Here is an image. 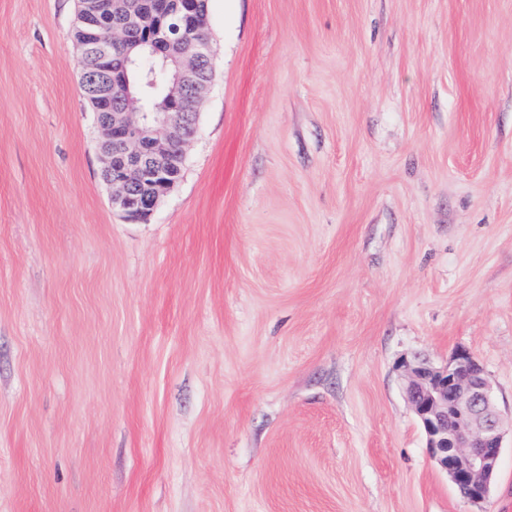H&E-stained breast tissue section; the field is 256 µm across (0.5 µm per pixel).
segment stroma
<instances>
[{"instance_id": "1", "label": "stroma", "mask_w": 512, "mask_h": 512, "mask_svg": "<svg viewBox=\"0 0 512 512\" xmlns=\"http://www.w3.org/2000/svg\"><path fill=\"white\" fill-rule=\"evenodd\" d=\"M76 10L0 0V512H471L399 363L466 350L512 417V0H208L144 223Z\"/></svg>"}]
</instances>
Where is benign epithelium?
Wrapping results in <instances>:
<instances>
[{
    "label": "benign epithelium",
    "instance_id": "obj_1",
    "mask_svg": "<svg viewBox=\"0 0 512 512\" xmlns=\"http://www.w3.org/2000/svg\"><path fill=\"white\" fill-rule=\"evenodd\" d=\"M84 19L112 18L98 25L93 39L103 62L116 51L112 71L97 81L94 103L101 106L116 96L122 103L97 115L104 181L112 190V205L132 221L148 219L176 185L187 148L195 135L199 108L214 80L211 37H196L206 25L203 0H84ZM165 18L177 16L189 36L178 50L168 48L167 26L160 25L145 45L172 66L167 86L168 106L148 115L135 106L126 76L133 62L128 23L144 9ZM406 397L437 466L467 502L480 505L489 497L496 478L506 432L512 418L499 411L493 388L479 361L458 351L445 365L426 359H404Z\"/></svg>",
    "mask_w": 512,
    "mask_h": 512
}]
</instances>
